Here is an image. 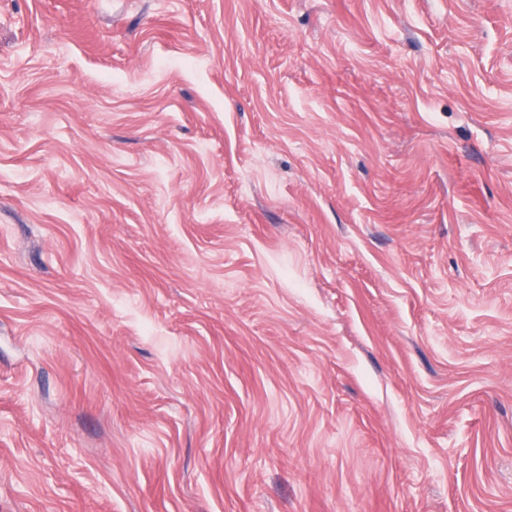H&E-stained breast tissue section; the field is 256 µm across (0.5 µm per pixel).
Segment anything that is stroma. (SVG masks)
<instances>
[{"label":"stroma","instance_id":"35a3bbf8","mask_svg":"<svg viewBox=\"0 0 512 512\" xmlns=\"http://www.w3.org/2000/svg\"><path fill=\"white\" fill-rule=\"evenodd\" d=\"M0 512H512V0H0Z\"/></svg>","mask_w":512,"mask_h":512}]
</instances>
